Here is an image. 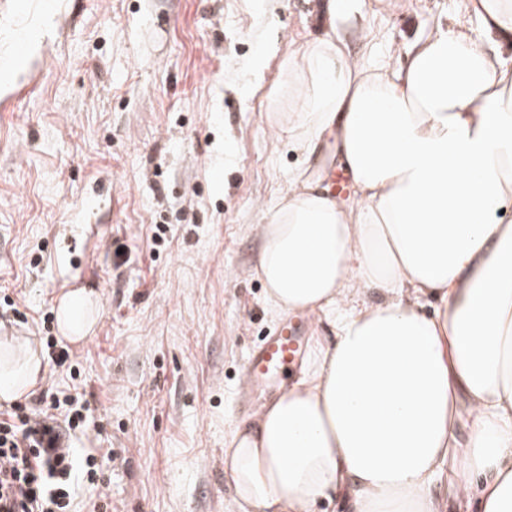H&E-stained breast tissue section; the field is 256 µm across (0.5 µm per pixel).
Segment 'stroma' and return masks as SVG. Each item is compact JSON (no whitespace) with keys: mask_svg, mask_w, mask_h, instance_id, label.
<instances>
[{"mask_svg":"<svg viewBox=\"0 0 512 512\" xmlns=\"http://www.w3.org/2000/svg\"><path fill=\"white\" fill-rule=\"evenodd\" d=\"M399 57L459 0H372ZM328 0H0V327L40 340L56 300L98 303L70 367L25 395L85 392L112 512H237L224 470L249 350L286 321L258 226L301 157L266 114Z\"/></svg>","mask_w":512,"mask_h":512,"instance_id":"stroma-1","label":"stroma"}]
</instances>
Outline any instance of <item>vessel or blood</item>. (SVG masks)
<instances>
[{"label": "vessel or blood", "instance_id": "1", "mask_svg": "<svg viewBox=\"0 0 512 512\" xmlns=\"http://www.w3.org/2000/svg\"><path fill=\"white\" fill-rule=\"evenodd\" d=\"M305 354L302 328L282 326L250 350L246 360L247 380L258 387L278 385L288 369L301 368Z\"/></svg>", "mask_w": 512, "mask_h": 512}]
</instances>
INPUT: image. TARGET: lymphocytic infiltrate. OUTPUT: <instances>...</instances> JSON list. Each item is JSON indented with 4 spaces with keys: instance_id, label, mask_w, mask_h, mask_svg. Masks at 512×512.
<instances>
[{
    "instance_id": "f902f5d3",
    "label": "lymphocytic infiltrate",
    "mask_w": 512,
    "mask_h": 512,
    "mask_svg": "<svg viewBox=\"0 0 512 512\" xmlns=\"http://www.w3.org/2000/svg\"><path fill=\"white\" fill-rule=\"evenodd\" d=\"M89 411L79 394L0 410V512H76L85 483L97 492V512H106L101 451L74 444L88 430Z\"/></svg>"
}]
</instances>
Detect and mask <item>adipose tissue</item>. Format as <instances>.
Returning a JSON list of instances; mask_svg holds the SVG:
<instances>
[{
	"instance_id": "adipose-tissue-1",
	"label": "adipose tissue",
	"mask_w": 512,
	"mask_h": 512,
	"mask_svg": "<svg viewBox=\"0 0 512 512\" xmlns=\"http://www.w3.org/2000/svg\"><path fill=\"white\" fill-rule=\"evenodd\" d=\"M464 8L476 34L436 28L393 65L373 59L366 0H331L328 29L282 63L268 120L302 164L265 213L257 269L272 310L334 335L234 426L238 512H512V0ZM330 158L351 200L323 188ZM94 313L83 289L62 294L63 337ZM41 374L30 339L0 338L1 402Z\"/></svg>"
}]
</instances>
